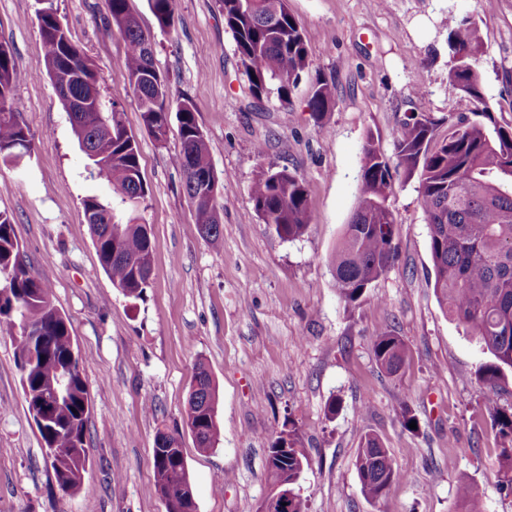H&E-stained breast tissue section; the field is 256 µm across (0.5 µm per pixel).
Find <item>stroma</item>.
<instances>
[{"label": "stroma", "instance_id": "obj_1", "mask_svg": "<svg viewBox=\"0 0 512 512\" xmlns=\"http://www.w3.org/2000/svg\"><path fill=\"white\" fill-rule=\"evenodd\" d=\"M73 40L93 62L104 99L115 102L139 147L149 194L140 210L153 244L150 286L133 301L99 266L83 212L109 190L88 173L56 87L41 66L36 0H0V42L15 58L12 99L32 139L21 164L0 162L7 212L31 272L76 338L91 393L88 472L80 490L57 486L25 402L13 343L0 325V512H165L153 489L158 431L182 429L197 364L218 391L222 438L200 453L183 447L197 512H256L268 489V450L293 429L307 453L305 512H460L456 486L471 481L486 512H512L495 476L499 444L477 382L488 359L449 320L434 292L429 227L417 179L394 177L398 258L352 305L340 299L327 257L356 206L366 140L394 155L408 112L440 118L471 103L448 88L445 15L478 22L479 63L494 117L512 127V0H289L313 67L335 83L323 122L307 107L302 76L290 105L255 100L217 0H176L175 24L160 30L147 0H130L154 37L170 109L190 101L222 195L224 242L211 246L173 164L177 122L163 140L142 125L122 72L127 46L106 27L108 0H55ZM424 81L421 95L412 86ZM288 169L307 188L311 222L279 238L258 217L250 187L264 170ZM400 336L408 364L394 376L377 365L371 338ZM340 398L328 414L331 398ZM413 416L415 428L402 424ZM377 435L403 476L368 500L355 466Z\"/></svg>", "mask_w": 512, "mask_h": 512}]
</instances>
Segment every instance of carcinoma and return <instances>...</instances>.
I'll return each instance as SVG.
<instances>
[{"mask_svg": "<svg viewBox=\"0 0 512 512\" xmlns=\"http://www.w3.org/2000/svg\"><path fill=\"white\" fill-rule=\"evenodd\" d=\"M161 29L174 24L175 0H148ZM224 23L248 77L253 98L271 94L292 103L301 75L311 70L307 44L288 9V0H219ZM112 25L127 44L123 77L133 89L141 120L148 132L167 120L169 87L142 48L145 32L134 20L129 0H109ZM44 54L42 64L53 81L66 83L73 96L99 86V75L72 38L60 33L54 0L36 9ZM451 89L474 104L471 114L436 118L413 113L400 123L395 137L396 164L371 140L363 146L357 205L345 225L328 264L336 288L348 304L357 302L397 259L396 219L387 190L394 175H418V192L429 227L434 290L448 317L476 339L492 361L479 371V384L500 447L496 477L512 493V409L499 407L492 393L512 370V129L499 125L481 83L477 64L486 52L477 23L464 19L448 24ZM16 63L0 43V161L12 163L31 149L25 125L13 120ZM335 106L334 86L315 72L308 108L322 120ZM116 105L103 101L73 112L70 118L78 143L90 160L91 177L105 182L110 199L89 196L83 211L99 215L91 225L99 266L126 298H144L152 271L149 225L136 212L149 187L139 162L138 144L127 131ZM180 149L174 164L187 173L184 192L194 207L196 224L205 240L221 244L219 212L205 190L217 182L209 148L193 105L177 111ZM263 223L284 240L300 237L310 224L304 179L283 168L260 173L250 189ZM51 289L26 267L14 224L0 211V323L16 327L26 321L39 335L15 333L12 341L22 371L28 409L46 413L55 422L54 435L44 438L46 456L59 488L77 491L87 472L85 430L91 398L81 370L78 348L68 318L52 303ZM379 367L396 374L410 358L404 341L383 329L372 338ZM67 375L58 400L45 398L46 381L56 372ZM183 418L193 443L208 452L220 442L218 393L205 368L197 366L190 383ZM154 491L165 486L177 493L191 485L182 437L174 432L154 443ZM361 489L371 501L383 498L402 476L389 461L380 439L369 434L357 451ZM462 512H485L474 485L458 482Z\"/></svg>", "mask_w": 512, "mask_h": 512, "instance_id": "cac0c4a2", "label": "carcinoma"}]
</instances>
